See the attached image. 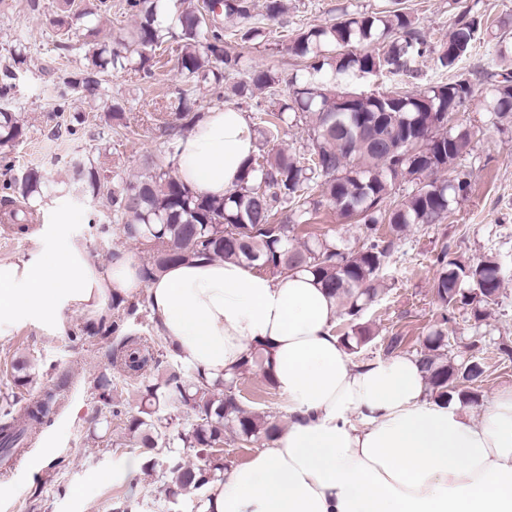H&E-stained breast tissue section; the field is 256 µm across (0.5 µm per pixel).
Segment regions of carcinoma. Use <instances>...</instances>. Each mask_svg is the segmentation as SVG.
I'll return each mask as SVG.
<instances>
[{
	"mask_svg": "<svg viewBox=\"0 0 512 512\" xmlns=\"http://www.w3.org/2000/svg\"><path fill=\"white\" fill-rule=\"evenodd\" d=\"M73 0H55L52 24L61 34L80 24L87 34H96L94 23L109 11L106 0H88L80 20L73 15ZM127 11L135 17V29L112 47L85 42L84 64L79 72L62 82L58 99L75 97L116 121L123 108L107 98L103 76L108 72H144L152 67V52L167 38L181 43L177 57L181 74L190 81L221 79L216 65L238 66L240 57L224 53V24L246 19L247 0H209L205 12L184 9L173 13L166 0H126ZM484 25L482 16L466 7L453 14L446 39L436 53L439 63L449 69L469 55ZM426 41L409 14L400 9L358 14L298 33L288 50L310 61L309 68L321 72L330 67L338 74H377L407 68L416 54H423ZM366 48L356 53L354 49ZM276 77L269 70H255L250 82L238 86L243 94L273 87ZM290 102L279 111L266 112L259 122L266 131L287 121L285 114L305 125L310 141L308 151H276L259 160L250 157L239 185L224 198L198 193L184 185L171 166L157 156L151 160L150 175L128 178L112 176L108 155L98 152L75 161L74 181L93 197L106 199L114 223L129 240L142 246L149 261L142 266L146 281L171 265L191 260L227 259L276 276L297 271L312 273L344 308L353 322L342 336L351 351L371 340L369 332L354 324L378 301L381 273L393 254L395 244L413 224L430 226L448 218L453 205L470 190V174L462 161L470 155L475 132L460 122L456 112L472 94L463 80H453L424 94L406 91L360 94L344 102L345 92H333L314 79L292 82ZM164 123L190 126L200 115L181 96L169 102ZM485 111L499 130L512 127V75L492 84ZM24 135L15 113L0 107V165L12 171L9 149ZM403 182L411 190L391 199ZM45 175L29 169L0 185V204L8 208L9 219L26 229L38 216L33 202L44 197ZM325 199L344 217L362 226L367 244L348 250L326 234L310 232L298 241L295 234ZM437 274L434 293L442 313L418 351L432 394L437 398L459 395L468 403L479 402L470 385L482 380L485 370L468 363H454L445 355L448 323L455 310L468 308L481 320L489 306L498 303L504 285L499 258L488 254L476 262L452 258L448 245H441L434 257ZM156 339L127 335L112 347L113 365L127 384L138 386L141 407L125 418L126 434L152 455L146 468L156 465L161 455L171 475L166 494L176 502L191 492L204 494L224 471L219 447L229 431L244 443L269 438L278 425L247 409L237 389V378L208 381L178 354L171 356L165 377L147 381L148 368H158L154 355ZM31 363L20 359L13 364V383L31 381ZM100 397L118 418L122 410L112 403V379L97 382ZM177 403L193 413L189 425L169 432L171 417L164 407ZM55 393L47 391L33 406L18 411L11 403L0 406V455L9 456L28 447L35 430L53 412ZM205 454L202 464L185 459L184 449Z\"/></svg>",
	"mask_w": 512,
	"mask_h": 512,
	"instance_id": "carcinoma-1",
	"label": "carcinoma"
}]
</instances>
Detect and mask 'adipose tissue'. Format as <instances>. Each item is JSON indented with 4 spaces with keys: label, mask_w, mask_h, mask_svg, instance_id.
<instances>
[{
    "label": "adipose tissue",
    "mask_w": 512,
    "mask_h": 512,
    "mask_svg": "<svg viewBox=\"0 0 512 512\" xmlns=\"http://www.w3.org/2000/svg\"><path fill=\"white\" fill-rule=\"evenodd\" d=\"M255 141L246 113L215 108L178 142L177 176L216 198L238 184ZM145 294L159 331L208 378L259 351L288 424L211 484L204 512H512V388L481 414L434 398L418 356L351 359L338 304L307 272L269 277L234 260L143 280L120 255L0 262V325L66 307L110 321L113 295Z\"/></svg>",
    "instance_id": "adipose-tissue-1"
}]
</instances>
